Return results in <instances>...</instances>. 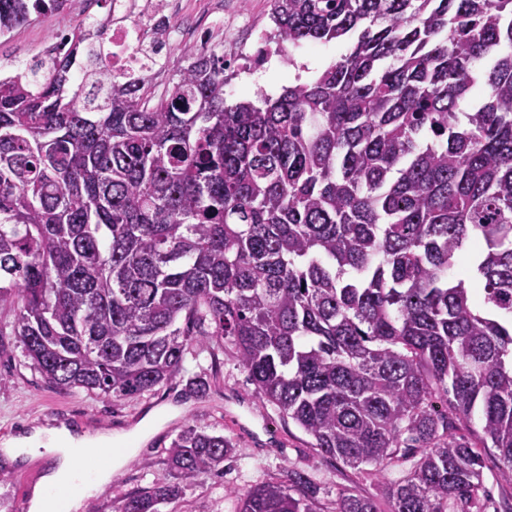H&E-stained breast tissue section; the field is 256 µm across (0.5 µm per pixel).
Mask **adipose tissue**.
<instances>
[{
    "label": "adipose tissue",
    "instance_id": "obj_1",
    "mask_svg": "<svg viewBox=\"0 0 512 512\" xmlns=\"http://www.w3.org/2000/svg\"><path fill=\"white\" fill-rule=\"evenodd\" d=\"M45 449L54 460L41 478L29 512H80L85 500L108 483L130 454L121 438L91 436L61 426L10 438L0 444L9 459Z\"/></svg>",
    "mask_w": 512,
    "mask_h": 512
}]
</instances>
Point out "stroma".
<instances>
[{
	"label": "stroma",
	"instance_id": "stroma-1",
	"mask_svg": "<svg viewBox=\"0 0 512 512\" xmlns=\"http://www.w3.org/2000/svg\"><path fill=\"white\" fill-rule=\"evenodd\" d=\"M224 25L208 30L210 42H223L232 68L224 72V100L232 105L263 93L278 97L292 82L295 64L307 78L319 75L350 46L349 40L306 43L292 57L270 55L251 68L236 65L239 53L259 55L273 29L271 0H223ZM105 0H72L65 15L15 28L0 39V65L18 68L36 64L35 48L62 28L92 23L106 15ZM201 377L205 394L190 392ZM76 426L91 435H124L135 450L101 491L88 498L82 512H113L125 496L148 490L166 467L171 444L181 430L193 426L229 437L235 448L220 476L204 475L184 486L163 512H237L240 494L265 481L283 479L287 470L307 474L322 512H331L339 492L375 497L378 512H390L380 495L383 480H396L402 467L378 478L325 460L312 438L293 421L282 419L270 404L256 397L254 387L231 345L217 339L188 348L184 371L155 390L121 400L84 391L48 386L22 356L13 337L0 338V442L38 428ZM50 462L43 455L5 463L7 482H0V512H27L32 491Z\"/></svg>",
	"mask_w": 512,
	"mask_h": 512
}]
</instances>
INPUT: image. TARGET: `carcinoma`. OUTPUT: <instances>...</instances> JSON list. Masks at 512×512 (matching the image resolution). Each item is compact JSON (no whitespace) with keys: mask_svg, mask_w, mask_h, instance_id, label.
<instances>
[{"mask_svg":"<svg viewBox=\"0 0 512 512\" xmlns=\"http://www.w3.org/2000/svg\"><path fill=\"white\" fill-rule=\"evenodd\" d=\"M68 2L0 0V31ZM272 18L290 49L351 47L231 106L213 55L157 99L113 82L104 27L73 29L42 77L0 80L10 335L50 386L114 399L222 339L322 456L371 474L413 459L382 485L391 512H486L481 449L512 486V0H273ZM464 250L481 261L457 276ZM475 416L477 442L457 438ZM232 451L187 427L115 512H160ZM239 512L319 508L290 470ZM334 512L378 510L343 493ZM350 46V40L305 43L293 51V58L305 67V79H313Z\"/></svg>","mask_w":512,"mask_h":512,"instance_id":"carcinoma-1","label":"carcinoma"}]
</instances>
